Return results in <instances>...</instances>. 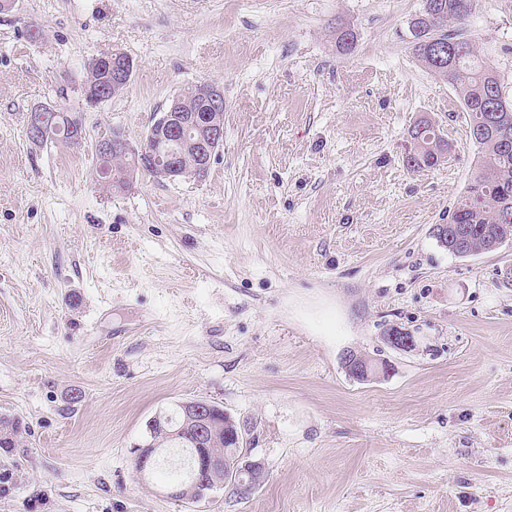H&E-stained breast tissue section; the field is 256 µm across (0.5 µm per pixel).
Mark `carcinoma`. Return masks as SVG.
I'll use <instances>...</instances> for the list:
<instances>
[{
  "mask_svg": "<svg viewBox=\"0 0 512 512\" xmlns=\"http://www.w3.org/2000/svg\"><path fill=\"white\" fill-rule=\"evenodd\" d=\"M477 0H422V8L414 25L421 33L412 39L415 57L425 68L448 82L459 96L466 112L471 138L478 150L477 164L463 194L448 215L445 243L449 253L466 257L496 250L512 239V99L506 96L496 72L478 59L475 41L465 33V22L472 14ZM356 33L350 27L336 25V48L342 53L351 51ZM83 92L110 98L112 94V65L96 63L88 67ZM51 111L58 114L61 132L53 131L37 143L41 147L61 136L70 139L68 128L82 129L81 122L62 106ZM429 136L414 139L412 153L404 159L406 168L417 172L434 168L447 158L450 144L438 125L422 119ZM98 171H107L108 189L125 187L124 177L129 169L152 174L148 164L134 155L96 153ZM208 428L202 433L193 430L180 438L168 439L161 429L155 437L161 448H182L188 456L186 472L180 477L188 493L204 489L211 483L210 471L203 469L199 457L210 453L205 447L209 431L218 433L220 445L215 451L224 458V472L232 479L238 471V459L243 443L224 430V413L213 405L205 411ZM9 432L0 437V450L12 454L19 448L16 437L19 422L5 419Z\"/></svg>",
  "mask_w": 512,
  "mask_h": 512,
  "instance_id": "obj_1",
  "label": "carcinoma"
}]
</instances>
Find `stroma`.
Returning a JSON list of instances; mask_svg holds the SVG:
<instances>
[{
	"mask_svg": "<svg viewBox=\"0 0 512 512\" xmlns=\"http://www.w3.org/2000/svg\"><path fill=\"white\" fill-rule=\"evenodd\" d=\"M422 0H14L0 12V416L21 482L0 512H512V241L460 258L444 224L477 160L455 91L414 58ZM357 41L336 49L337 23ZM512 96V0L469 17ZM112 50L128 88L84 100ZM224 89L202 181L104 189L95 145L139 146L169 100ZM80 143L35 146L36 104ZM423 117L451 149L409 171ZM415 350L386 345L388 329ZM352 351L388 375L350 379ZM205 400L267 477L168 499L139 478L147 422ZM42 107L44 108H48L50 109L52 112H57L58 114V122L60 123L61 127H62V131L61 132H56V131H52L51 133H48L46 136L42 137V139L38 142V143H33L35 146H43V145H47L48 142H52L55 137H58V136H62L64 139H67V140H70V141H73L74 139L71 137V136H68L67 135V132L70 133L71 131H68V128L72 127L73 130L72 132L74 133L75 131H77V129H79V138L81 139L82 138V133H83V128H82V124L81 122L76 118V116L72 115V113H70L66 108L62 107V106H54V107H49V106H43L41 105ZM66 132V134H65Z\"/></svg>",
	"mask_w": 512,
	"mask_h": 512,
	"instance_id": "1",
	"label": "stroma"
}]
</instances>
